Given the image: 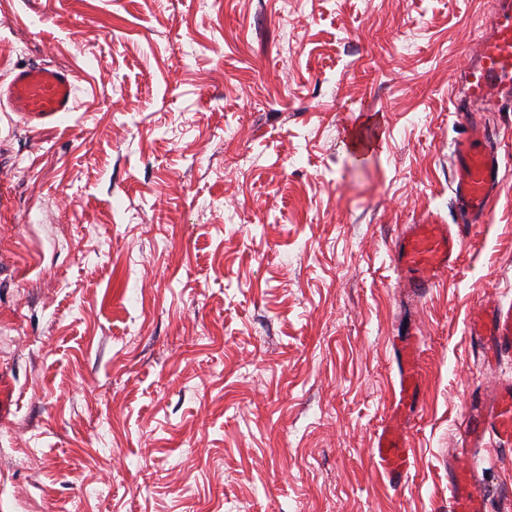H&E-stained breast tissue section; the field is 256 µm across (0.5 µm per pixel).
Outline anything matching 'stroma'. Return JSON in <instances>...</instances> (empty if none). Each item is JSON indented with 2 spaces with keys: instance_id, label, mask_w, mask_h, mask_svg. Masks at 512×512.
Listing matches in <instances>:
<instances>
[{
  "instance_id": "1",
  "label": "stroma",
  "mask_w": 512,
  "mask_h": 512,
  "mask_svg": "<svg viewBox=\"0 0 512 512\" xmlns=\"http://www.w3.org/2000/svg\"><path fill=\"white\" fill-rule=\"evenodd\" d=\"M487 0H0V512H445L471 394L512 379L467 333L512 302L503 182L455 268L407 297L402 225L454 223V81ZM422 337L414 465L369 450L391 340ZM512 494V451L468 458ZM76 82L70 69L26 66L13 71L6 86L0 84V96L28 122H54L74 112Z\"/></svg>"
}]
</instances>
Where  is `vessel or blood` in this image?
Wrapping results in <instances>:
<instances>
[{"label":"vessel or blood","instance_id":"b4317fda","mask_svg":"<svg viewBox=\"0 0 512 512\" xmlns=\"http://www.w3.org/2000/svg\"><path fill=\"white\" fill-rule=\"evenodd\" d=\"M487 35L479 42L473 63L464 72L470 111L467 131L454 148L455 169L450 188L458 204L457 223L429 221L408 224L392 243L395 267L405 273L403 285L414 295L427 293L452 270L471 241V228L485 222L502 181L498 151L478 120L481 112L501 111L512 100V0H492ZM77 75L69 69L26 66L0 84V96L26 121H58L74 111ZM468 334L482 359L512 354V304L487 302L469 318ZM421 339L410 335L393 344L399 367V400L378 434L371 456L390 483L408 474L411 455L406 446L411 416L421 400ZM462 445L448 464V512H496L483 478L461 457L472 448L512 450V383L495 385L471 399L461 422Z\"/></svg>","mask_w":512,"mask_h":512}]
</instances>
